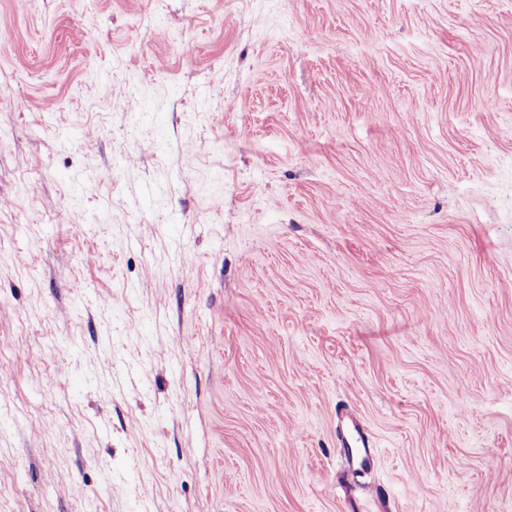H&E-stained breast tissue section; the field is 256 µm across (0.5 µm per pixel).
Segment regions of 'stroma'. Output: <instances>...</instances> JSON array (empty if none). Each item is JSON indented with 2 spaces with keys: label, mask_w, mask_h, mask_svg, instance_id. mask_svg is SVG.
I'll return each mask as SVG.
<instances>
[{
  "label": "stroma",
  "mask_w": 512,
  "mask_h": 512,
  "mask_svg": "<svg viewBox=\"0 0 512 512\" xmlns=\"http://www.w3.org/2000/svg\"><path fill=\"white\" fill-rule=\"evenodd\" d=\"M0 512H512V0H0Z\"/></svg>",
  "instance_id": "obj_1"
}]
</instances>
